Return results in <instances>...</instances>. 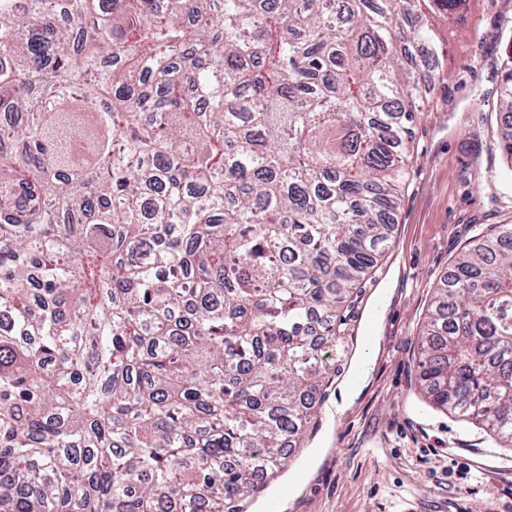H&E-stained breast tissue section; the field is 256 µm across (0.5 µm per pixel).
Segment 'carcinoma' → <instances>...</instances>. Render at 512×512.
Returning a JSON list of instances; mask_svg holds the SVG:
<instances>
[{
  "instance_id": "obj_1",
  "label": "carcinoma",
  "mask_w": 512,
  "mask_h": 512,
  "mask_svg": "<svg viewBox=\"0 0 512 512\" xmlns=\"http://www.w3.org/2000/svg\"><path fill=\"white\" fill-rule=\"evenodd\" d=\"M466 4L0 0V512H224L288 466ZM477 237L418 375L512 438V224Z\"/></svg>"
}]
</instances>
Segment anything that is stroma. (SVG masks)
Listing matches in <instances>:
<instances>
[{
  "mask_svg": "<svg viewBox=\"0 0 512 512\" xmlns=\"http://www.w3.org/2000/svg\"><path fill=\"white\" fill-rule=\"evenodd\" d=\"M507 19L512 0H471L463 31L449 39L448 90H433L416 116L390 242L344 313L346 331H354L377 289L392 283L369 384L336 414L358 352L351 341L338 344L319 427L306 433L289 473L300 469L301 455L321 446L327 452L285 512H512V444L494 443L435 409L416 377L419 338L451 262L475 228L512 224V172L495 148L506 130L498 88Z\"/></svg>",
  "mask_w": 512,
  "mask_h": 512,
  "instance_id": "stroma-1",
  "label": "stroma"
}]
</instances>
